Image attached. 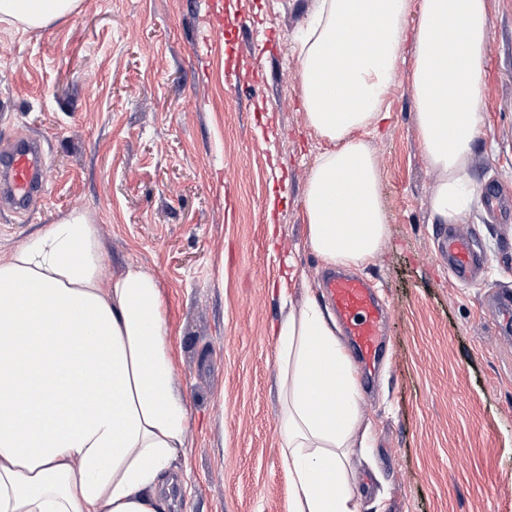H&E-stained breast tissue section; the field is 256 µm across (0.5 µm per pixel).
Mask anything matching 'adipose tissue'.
Segmentation results:
<instances>
[{"label": "adipose tissue", "instance_id": "ef3b65f1", "mask_svg": "<svg viewBox=\"0 0 512 512\" xmlns=\"http://www.w3.org/2000/svg\"><path fill=\"white\" fill-rule=\"evenodd\" d=\"M79 0H0V22L38 29ZM418 14L417 25L408 18ZM486 0H314L297 38L301 100L325 141L303 199L310 248L332 266L370 261L387 237L374 155L401 62L430 167L434 215L472 201L482 124ZM96 224L72 211L0 263V512H168L188 422L158 282L102 276ZM280 456L293 512H358L349 455L358 384L330 311L289 307L277 329Z\"/></svg>", "mask_w": 512, "mask_h": 512}]
</instances>
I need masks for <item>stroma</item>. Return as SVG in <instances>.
<instances>
[{
    "mask_svg": "<svg viewBox=\"0 0 512 512\" xmlns=\"http://www.w3.org/2000/svg\"><path fill=\"white\" fill-rule=\"evenodd\" d=\"M312 0H81L42 29L0 23V148L42 139L44 194L30 217L0 206V261L67 213L97 224L104 277L135 266L163 293L188 407L170 512H291L280 457L275 331L284 301L323 300L302 199L321 149L300 97L295 37ZM224 10V28L207 20ZM483 127L474 196L458 221L486 260L448 274L427 162L400 65L388 117L366 134L388 214L358 272L386 307L388 351L359 381L350 488L358 512H512V328L484 304L512 290V0H487ZM234 51L237 69L226 72ZM264 86L252 91V70Z\"/></svg>",
    "mask_w": 512,
    "mask_h": 512,
    "instance_id": "35a3bbf8",
    "label": "stroma"
}]
</instances>
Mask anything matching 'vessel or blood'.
Masks as SVG:
<instances>
[{
	"label": "vessel or blood",
	"mask_w": 512,
	"mask_h": 512,
	"mask_svg": "<svg viewBox=\"0 0 512 512\" xmlns=\"http://www.w3.org/2000/svg\"><path fill=\"white\" fill-rule=\"evenodd\" d=\"M45 163L42 143L33 138L20 140L0 154V178L17 212L32 213L34 200L42 196ZM441 255L458 282H475L479 258L467 237L449 231ZM325 290L357 353L360 371L374 372L386 346L385 313L376 286L356 274L335 272L326 278Z\"/></svg>",
	"instance_id": "b4317fda"
}]
</instances>
